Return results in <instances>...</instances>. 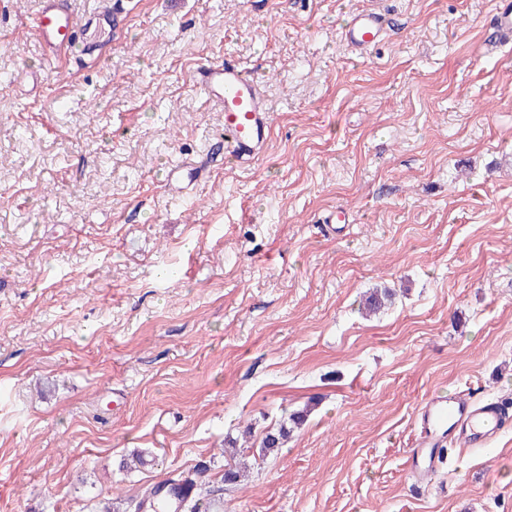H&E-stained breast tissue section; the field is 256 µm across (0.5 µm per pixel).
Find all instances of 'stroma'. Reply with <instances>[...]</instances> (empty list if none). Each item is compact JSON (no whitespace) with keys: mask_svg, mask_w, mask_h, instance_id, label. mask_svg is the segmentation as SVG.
Listing matches in <instances>:
<instances>
[{"mask_svg":"<svg viewBox=\"0 0 512 512\" xmlns=\"http://www.w3.org/2000/svg\"><path fill=\"white\" fill-rule=\"evenodd\" d=\"M494 6L123 0L105 60L60 75L26 25L40 0H0V512H93L203 462L221 512H512V428L446 439L429 483L408 463L426 395L512 400ZM371 8L392 26L354 53L340 30ZM224 56L272 115L252 162L225 155L193 81ZM375 288L395 297L367 317ZM231 442L256 459L240 484ZM135 450L151 464L122 470Z\"/></svg>","mask_w":512,"mask_h":512,"instance_id":"obj_1","label":"stroma"}]
</instances>
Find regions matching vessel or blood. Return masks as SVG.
<instances>
[{
    "label": "vessel or blood",
    "mask_w": 512,
    "mask_h": 512,
    "mask_svg": "<svg viewBox=\"0 0 512 512\" xmlns=\"http://www.w3.org/2000/svg\"><path fill=\"white\" fill-rule=\"evenodd\" d=\"M119 0H104L83 23H76L69 0H42L39 12L28 28L40 43L45 56L60 69H69L76 58L99 62L104 58L100 37L114 32L121 22ZM491 36L482 45L483 52H494L512 43V0H497L492 16ZM387 20L372 10L357 11L340 34L350 49L369 53L384 38ZM198 83L224 114V146L236 160L259 157L267 142L271 116L258 82L237 62L217 59L198 66ZM416 421L421 429L419 446L410 460L421 478L431 477L435 460H422L423 449L436 447L442 431L465 440L472 448L487 446L502 431L512 427V412L503 402L477 405L461 394H433L419 404Z\"/></svg>",
    "instance_id": "vessel-or-blood-1"
}]
</instances>
